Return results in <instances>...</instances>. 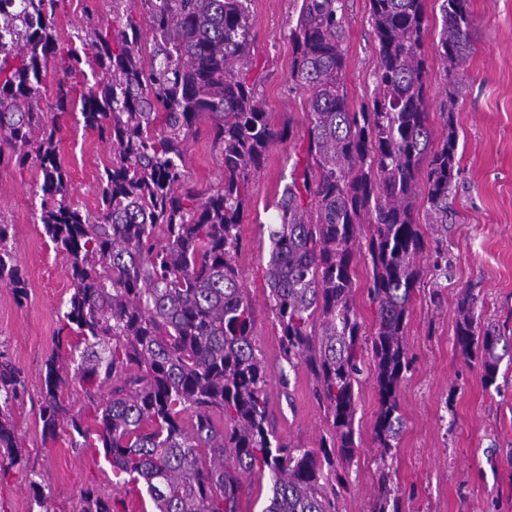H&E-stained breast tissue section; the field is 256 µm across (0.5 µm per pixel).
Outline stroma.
<instances>
[{"label": "stroma", "instance_id": "stroma-1", "mask_svg": "<svg viewBox=\"0 0 512 512\" xmlns=\"http://www.w3.org/2000/svg\"><path fill=\"white\" fill-rule=\"evenodd\" d=\"M346 38L345 86L351 109L377 93L376 38L368 0H343ZM441 0H426L428 31V125L433 144L456 133L455 179L448 199V229L435 231L426 196L414 205L425 247L421 280L405 329L412 360L398 392L402 428L389 452L373 441L379 396L373 365L365 363L355 390L356 455L338 468L336 512H370L378 490L377 458H385L390 485L402 512H512V359L502 358L496 386H485L476 366L463 358L455 336L457 297L471 289L484 321L512 336V0H470L472 49L463 67L457 103L448 101V82L435 57ZM300 0H252L251 56L258 65L256 91L275 128L291 127L289 140L274 143L254 177L241 226L244 248L237 258L242 285L255 312L254 347L270 371L269 413L278 436L303 448L319 449L329 432L316 381L304 366L280 359V329L270 311L266 264L269 227L277 223V199L291 181L294 153L305 146L307 102L290 78ZM112 21L111 0H59L58 37L72 39L76 27ZM185 156L188 187L221 186L224 164L208 134L209 120ZM59 155L80 207H97V178L111 159L107 144L86 129L80 112L61 120ZM37 166L0 168V221L28 284V298L16 304L0 285V352L22 369L26 388L14 408L24 465L0 477V512H33L29 480L50 494L57 512H79L85 490L109 497L118 512H152L148 496L119 482L103 454L79 452L69 430L44 439L39 419L45 363L56 349L61 317L71 293L65 254L41 234L42 198ZM448 255V270L435 271L436 250ZM371 267L358 263L353 305L361 333L371 338L376 316L368 296Z\"/></svg>", "mask_w": 512, "mask_h": 512}]
</instances>
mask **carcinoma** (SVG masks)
<instances>
[{
	"instance_id": "obj_1",
	"label": "carcinoma",
	"mask_w": 512,
	"mask_h": 512,
	"mask_svg": "<svg viewBox=\"0 0 512 512\" xmlns=\"http://www.w3.org/2000/svg\"><path fill=\"white\" fill-rule=\"evenodd\" d=\"M58 0H0V164H38L39 224L69 259L73 292L57 349L46 362L39 418L44 438L67 428L74 448L103 449L112 474L142 485L154 512H238L244 474L269 475L264 512H332L325 471L356 453L355 395L362 368L353 307L354 266L371 265V337L379 408L373 437L389 451L400 428L398 390L410 369L406 317L423 250L413 207L425 194L435 223H448L456 130L433 145L426 112L425 0H369L376 35L378 93L355 111L344 93L343 0H301L290 30L291 80L307 94V145L276 207L266 268L268 301L281 329V357L305 366L326 404L331 431L320 449L280 440L269 420V369L253 345V304L241 284L240 225L253 177L269 147L291 130L274 128L250 77L251 0H112V27L90 31L91 55L60 41ZM149 16L150 62L140 44L138 5ZM434 44L449 83L469 54V0H441ZM64 76L88 66L102 75L80 98L84 126L110 145L98 179V208L69 197L58 157L59 121L73 105L58 84L53 123L38 86L48 65ZM211 120L224 159V184L186 186L184 156L200 117ZM9 153H4L3 149ZM430 160L421 172L423 156ZM370 228L367 252L358 249ZM0 224V284L27 299L23 271ZM456 343L496 384L512 344L481 323L477 299L457 303ZM85 384L84 405L65 398ZM25 388L20 368L0 353V474L21 465L14 407ZM381 473L371 512H401ZM38 512H56L37 481ZM81 512H115L91 491Z\"/></svg>"
}]
</instances>
